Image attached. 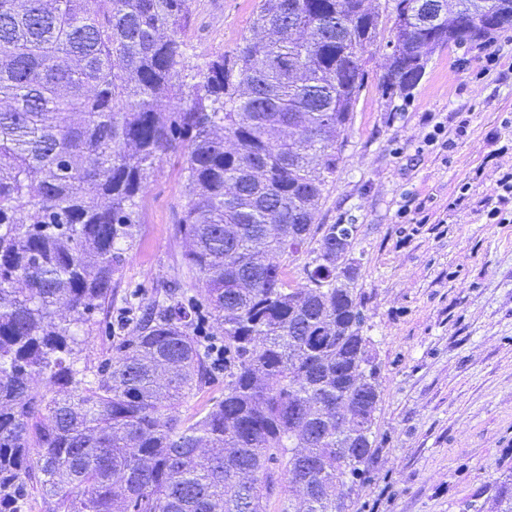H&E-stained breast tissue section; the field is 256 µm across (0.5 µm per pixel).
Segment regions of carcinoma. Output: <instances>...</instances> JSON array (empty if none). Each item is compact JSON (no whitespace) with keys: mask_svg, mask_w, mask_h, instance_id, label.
<instances>
[{"mask_svg":"<svg viewBox=\"0 0 512 512\" xmlns=\"http://www.w3.org/2000/svg\"><path fill=\"white\" fill-rule=\"evenodd\" d=\"M376 0H259L229 53L190 61L191 0H0V512L37 470L52 512H346L374 455L379 367L354 224L315 239L381 33ZM382 87L512 29V0H391ZM183 154L187 266L224 336V396L183 419L206 353L173 285L93 378L79 332L112 298L138 196ZM317 240L296 287L272 258ZM60 387L45 401L34 384ZM36 452H31V449Z\"/></svg>","mask_w":512,"mask_h":512,"instance_id":"cac0c4a2","label":"carcinoma"}]
</instances>
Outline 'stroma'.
I'll list each match as a JSON object with an SVG mask.
<instances>
[{"label":"stroma","mask_w":512,"mask_h":512,"mask_svg":"<svg viewBox=\"0 0 512 512\" xmlns=\"http://www.w3.org/2000/svg\"><path fill=\"white\" fill-rule=\"evenodd\" d=\"M256 4L192 0L183 36L194 62L232 50ZM391 27L370 49L317 215L358 227L350 257L380 366L375 454L347 512H496L512 493V223H489L485 204L512 170V31L436 52L411 94L391 98L378 84ZM437 125L443 141L426 145ZM187 197L181 156H165L139 197L112 303L81 333L89 373L169 285L198 296L177 232Z\"/></svg>","instance_id":"stroma-1"}]
</instances>
